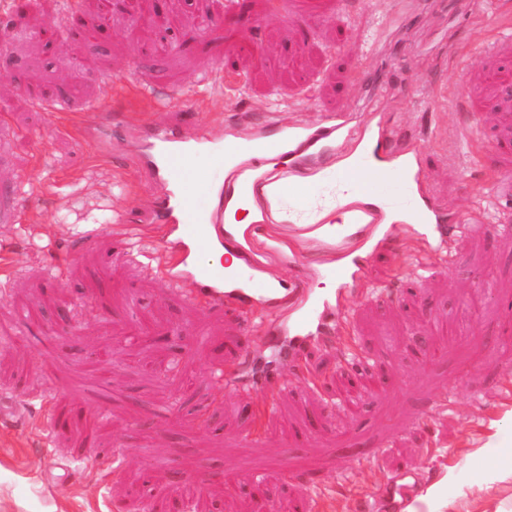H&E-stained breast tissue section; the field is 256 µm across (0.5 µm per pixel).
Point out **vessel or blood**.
<instances>
[{
  "label": "vessel or blood",
  "instance_id": "vessel-or-blood-1",
  "mask_svg": "<svg viewBox=\"0 0 512 512\" xmlns=\"http://www.w3.org/2000/svg\"><path fill=\"white\" fill-rule=\"evenodd\" d=\"M144 138L147 165L169 187L158 202V213L176 233L174 247L160 252L157 269L206 308L227 306L249 313L260 302L273 311L282 293L249 263L242 243L225 228L224 215L234 209L251 211L258 224L275 216L297 221L302 232L319 235L339 253L349 252L363 225L383 223L395 212L419 226L429 256L446 252L454 231L424 188L415 143L395 125L367 133L341 123L317 130L291 123L272 133L192 140L172 127H150ZM365 138L369 146L352 155L348 169L323 165L316 184L300 189L296 175L312 156ZM269 156L283 161L273 177L258 171ZM491 188L496 195L512 197L511 158L494 167ZM324 275L335 285L332 292L301 293L299 316L272 323L266 339L271 366L302 362L306 352L341 329L339 307L350 285L362 277L363 266L356 260ZM254 380L268 396L249 410L258 418L271 411L282 384L270 370L257 373Z\"/></svg>",
  "mask_w": 512,
  "mask_h": 512
}]
</instances>
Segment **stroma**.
Masks as SVG:
<instances>
[{
  "mask_svg": "<svg viewBox=\"0 0 512 512\" xmlns=\"http://www.w3.org/2000/svg\"><path fill=\"white\" fill-rule=\"evenodd\" d=\"M30 0L26 12L0 7L13 32L19 77L0 73V512H265L226 491L244 462L263 471L279 512H391L382 490L399 471L416 485L398 512H512V201L488 189L493 157L473 164L470 125L491 146L512 151V67L491 41L512 48V0H247V20L207 41L187 38L217 0H161L173 31L135 27L129 0H112L107 37L98 0ZM497 13L508 25L490 30ZM223 66L233 92L198 78ZM144 80L192 104L183 113L149 100L113 102L108 75ZM68 85V109L112 105V155L82 145L52 108ZM353 107L358 121L405 126L420 149L430 191L447 217L478 212L453 242L449 265L409 272L420 241L412 225L366 259L346 309L357 350L382 368L384 388H356L358 411L337 389L352 372L336 349L308 352L305 370L279 367L285 386L257 445L247 441L248 406L262 395L253 369L267 354L271 319L203 309L153 274L164 230L151 221L164 188L138 148L146 123L245 133L275 119L322 123ZM50 186L28 194L26 177ZM135 222L119 238L111 225ZM278 236L254 228V257L271 277L325 291L321 268L338 254L301 242L294 225ZM288 250L271 249L272 239ZM69 317L63 338L53 314ZM430 336L414 353L412 334ZM242 385L225 388V367ZM367 463L339 475L337 452ZM207 473L172 480L173 468Z\"/></svg>",
  "mask_w": 512,
  "mask_h": 512,
  "instance_id": "1",
  "label": "stroma"
}]
</instances>
